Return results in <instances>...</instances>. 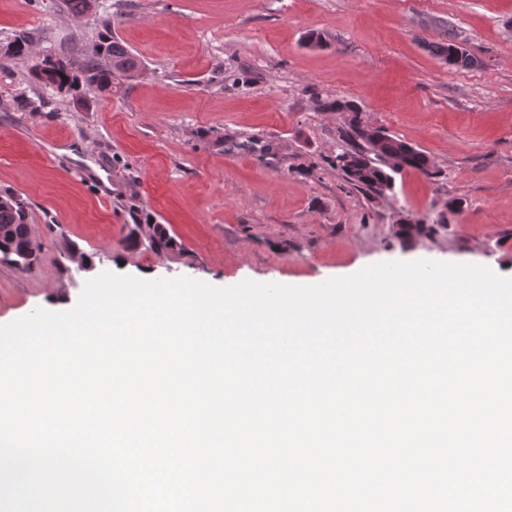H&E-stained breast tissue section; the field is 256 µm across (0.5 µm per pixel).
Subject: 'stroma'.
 Wrapping results in <instances>:
<instances>
[{
	"instance_id": "stroma-1",
	"label": "stroma",
	"mask_w": 512,
	"mask_h": 512,
	"mask_svg": "<svg viewBox=\"0 0 512 512\" xmlns=\"http://www.w3.org/2000/svg\"><path fill=\"white\" fill-rule=\"evenodd\" d=\"M147 66L112 92L70 94L0 70V190L21 195L42 246L28 272L0 263V325L66 311L110 271L314 285L385 261L512 269V0H97ZM91 18L58 0H0V46L31 33L37 54L69 59ZM320 33L321 48L307 45ZM455 35L473 57L448 65ZM421 148L440 172L407 169L393 194L346 189L327 160L348 115ZM465 202L434 236L402 241L407 216ZM180 241V255L122 241L131 209Z\"/></svg>"
}]
</instances>
